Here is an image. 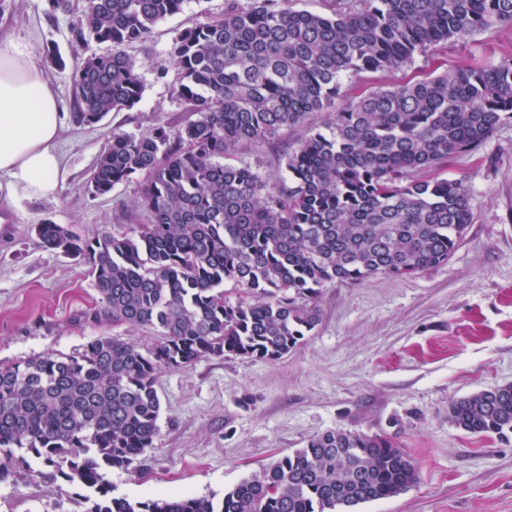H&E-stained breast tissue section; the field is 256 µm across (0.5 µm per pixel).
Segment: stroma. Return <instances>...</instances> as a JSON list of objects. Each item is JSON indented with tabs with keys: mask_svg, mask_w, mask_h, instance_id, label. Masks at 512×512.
Returning <instances> with one entry per match:
<instances>
[{
	"mask_svg": "<svg viewBox=\"0 0 512 512\" xmlns=\"http://www.w3.org/2000/svg\"><path fill=\"white\" fill-rule=\"evenodd\" d=\"M51 12L48 0H0V44L17 38L37 56L57 45L71 59L70 26L83 9ZM224 0H187L130 53L145 90L131 110L100 123L76 122L71 69L46 66L61 111L59 147L66 180L52 198L0 203V364L33 355L72 353L100 336L130 335L111 323L85 321L98 294L85 264L44 248L36 224H73L89 237L141 223L139 187L116 185L104 196L86 189L113 132L148 133L187 114L171 89L177 78L169 50L193 21L221 16ZM512 56V29L479 32L415 54L402 70L360 72L343 82L339 104L371 87L434 76L463 65L486 66ZM304 131L231 155L276 173L285 150ZM440 176L462 179L473 219L447 263L398 280L384 275L320 293V321L275 362L204 358L162 371L154 445L129 470L109 477L115 495L139 500L191 494L222 498L225 490L331 428L394 434L417 468L405 493L360 505L356 512H512V442L479 437L448 422V404L512 383V119L481 147L449 159ZM79 490L24 473L0 483V512H82Z\"/></svg>",
	"mask_w": 512,
	"mask_h": 512,
	"instance_id": "35a3bbf8",
	"label": "stroma"
}]
</instances>
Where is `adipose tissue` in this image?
Returning a JSON list of instances; mask_svg holds the SVG:
<instances>
[{
    "instance_id": "ef3b65f1",
    "label": "adipose tissue",
    "mask_w": 512,
    "mask_h": 512,
    "mask_svg": "<svg viewBox=\"0 0 512 512\" xmlns=\"http://www.w3.org/2000/svg\"><path fill=\"white\" fill-rule=\"evenodd\" d=\"M61 112L45 72L30 48H0V199L56 196L66 174L59 134Z\"/></svg>"
}]
</instances>
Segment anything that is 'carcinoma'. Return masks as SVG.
<instances>
[{"instance_id": "1", "label": "carcinoma", "mask_w": 512, "mask_h": 512, "mask_svg": "<svg viewBox=\"0 0 512 512\" xmlns=\"http://www.w3.org/2000/svg\"><path fill=\"white\" fill-rule=\"evenodd\" d=\"M292 0H224L172 42L176 127L112 132L87 182L103 196L143 179L144 222L89 238L44 222V247L89 266L83 318L147 328L150 344L100 336L69 354L0 365V481L25 469L82 490V512H352L406 492L416 468L393 436L338 427L214 500L113 495L106 474L153 447L157 377L209 357L277 361L319 322L329 282L407 279L448 261L472 222L460 179L413 178L485 143L512 118V56L380 86L336 109L342 79L394 73L415 54L512 28V0H359L330 14ZM185 0H89L70 28L77 122L133 109L144 83L128 48ZM103 54L85 53L91 42ZM305 130L272 181L224 158ZM238 286L235 299L224 283ZM448 423L512 440V384L448 404Z\"/></svg>"}]
</instances>
